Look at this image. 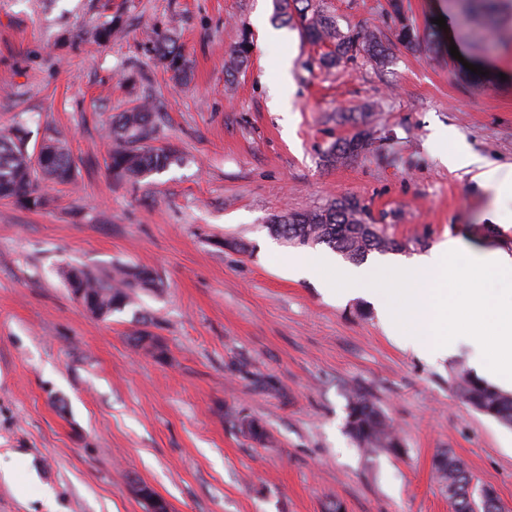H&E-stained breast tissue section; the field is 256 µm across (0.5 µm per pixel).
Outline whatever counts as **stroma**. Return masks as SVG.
<instances>
[{
    "instance_id": "1",
    "label": "stroma",
    "mask_w": 512,
    "mask_h": 512,
    "mask_svg": "<svg viewBox=\"0 0 512 512\" xmlns=\"http://www.w3.org/2000/svg\"><path fill=\"white\" fill-rule=\"evenodd\" d=\"M328 3L340 28L385 41L404 23L446 26L434 50L397 45L384 64L327 70L296 29L259 42L273 0H0V130L21 119L31 142L58 133L78 169L41 211L0 199V512H146L134 479L170 512H452L433 470L448 448L512 512V428L452 389L472 347L437 362L402 349L365 298L286 276L296 248L267 230L275 214L352 197L403 242L398 258L448 239L512 254L493 191L476 169L442 164L432 139L447 130L512 165V41L489 43L461 0ZM241 30L252 50L230 74ZM155 31L181 46L186 79L151 52ZM279 58L291 61L288 124L272 107ZM143 100L162 115L156 145L179 161L118 183L105 131ZM344 112L369 113L394 160L326 165L323 150L353 130ZM67 263L142 265L162 290L100 320L63 284ZM143 330L163 358L130 345ZM355 385L401 453L350 437ZM244 419L266 440L244 437Z\"/></svg>"
}]
</instances>
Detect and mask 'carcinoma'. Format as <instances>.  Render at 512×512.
<instances>
[{
  "label": "carcinoma",
  "mask_w": 512,
  "mask_h": 512,
  "mask_svg": "<svg viewBox=\"0 0 512 512\" xmlns=\"http://www.w3.org/2000/svg\"><path fill=\"white\" fill-rule=\"evenodd\" d=\"M274 18L283 25L297 28L310 44L324 48L318 62L325 68L359 58L380 65L389 55V44L374 32L362 28L342 31L325 0H274ZM249 47V36L243 31L232 46L227 68L233 70L246 65ZM153 51L176 80L187 77L181 49L173 40L156 34ZM159 119V113L146 103L112 119L107 138L109 170L114 180L137 183L176 161L174 152L151 145ZM346 120L356 131L337 137L327 146L323 161L329 165L353 160L371 146L372 130L358 125L354 116ZM76 177L75 163L62 140L48 135L30 150L24 123L17 122L8 131L0 132V199L37 211L49 202L45 185L71 184ZM268 230L294 245L325 244L356 262L365 260L372 252L403 249V244L388 236L382 227L367 223L365 206L349 197L309 211L276 215L268 224ZM60 276L72 296L98 319H106L134 305L140 295L154 293L160 286L153 271L137 265L90 269L68 264L61 268ZM455 391L476 411L512 428L511 393L466 371L457 374ZM347 402V430L358 446L367 451L394 452L400 445V438L389 417L366 392L360 387L350 389ZM439 455L448 458V465L434 469L435 477L443 487L456 485L458 498L451 501L453 512H466L465 496L472 481L468 466L449 449Z\"/></svg>",
  "instance_id": "obj_1"
}]
</instances>
